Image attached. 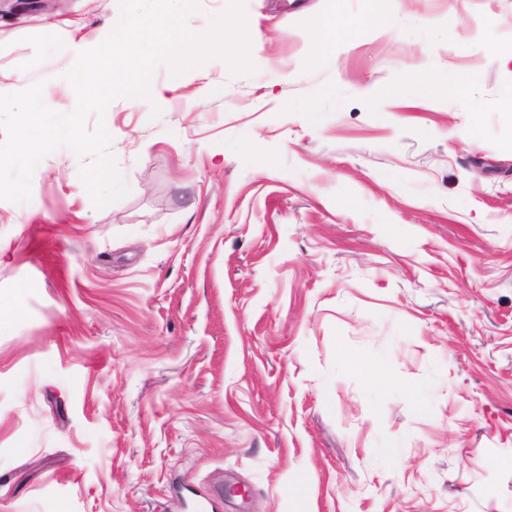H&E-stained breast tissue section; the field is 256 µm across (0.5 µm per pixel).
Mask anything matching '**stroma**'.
<instances>
[{"label":"stroma","mask_w":512,"mask_h":512,"mask_svg":"<svg viewBox=\"0 0 512 512\" xmlns=\"http://www.w3.org/2000/svg\"><path fill=\"white\" fill-rule=\"evenodd\" d=\"M337 6L372 21L314 61ZM244 11L254 72L87 117L126 197L61 146L0 200V512H512V0ZM120 17L1 18L0 94L72 112Z\"/></svg>","instance_id":"1"}]
</instances>
